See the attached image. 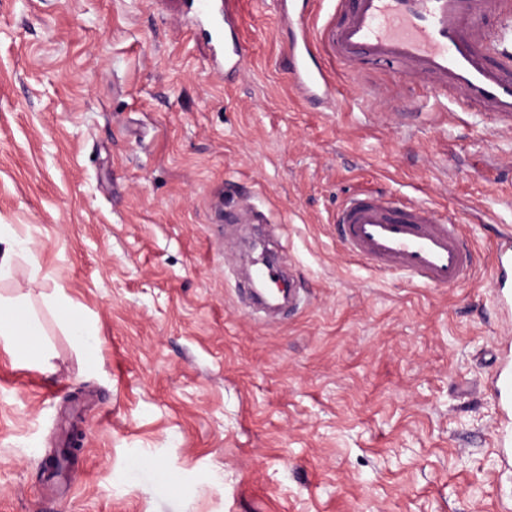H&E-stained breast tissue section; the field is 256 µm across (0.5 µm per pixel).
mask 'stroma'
I'll list each match as a JSON object with an SVG mask.
<instances>
[{"label":"stroma","instance_id":"obj_1","mask_svg":"<svg viewBox=\"0 0 512 512\" xmlns=\"http://www.w3.org/2000/svg\"><path fill=\"white\" fill-rule=\"evenodd\" d=\"M234 82L197 0H0V224L51 369L0 348V512H512V129L381 67L326 60L335 109L303 104L276 0H235ZM361 191L454 215L479 273L422 288L347 255ZM255 204L301 290L251 316L226 246ZM60 274L95 363L42 307ZM15 283L0 285L11 292ZM77 452L60 476L49 455ZM30 253L29 241L21 237L13 225L0 224V283L15 281V260ZM512 274V234H502L496 244L495 259L492 272L494 288H497L496 296L503 309L509 310L507 296L503 293L509 280V272Z\"/></svg>","mask_w":512,"mask_h":512}]
</instances>
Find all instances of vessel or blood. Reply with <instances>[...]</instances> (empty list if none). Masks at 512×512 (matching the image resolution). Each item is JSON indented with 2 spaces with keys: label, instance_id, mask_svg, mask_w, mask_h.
<instances>
[{
  "label": "vessel or blood",
  "instance_id": "1",
  "mask_svg": "<svg viewBox=\"0 0 512 512\" xmlns=\"http://www.w3.org/2000/svg\"><path fill=\"white\" fill-rule=\"evenodd\" d=\"M316 0H278L290 27L288 74L304 102L333 103L336 86L323 63L332 52L347 65L385 63L396 75L452 89L459 105L512 122L511 52L491 36L487 21L512 23V0H336L323 30L313 25ZM246 64L239 34L224 29V75ZM343 248L381 272L398 271L424 288H454L475 272L455 219L423 202L361 192L337 209ZM492 280L501 307L512 280V234L500 235Z\"/></svg>",
  "mask_w": 512,
  "mask_h": 512
}]
</instances>
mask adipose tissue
<instances>
[{"label":"adipose tissue","instance_id":"1","mask_svg":"<svg viewBox=\"0 0 512 512\" xmlns=\"http://www.w3.org/2000/svg\"><path fill=\"white\" fill-rule=\"evenodd\" d=\"M44 304L51 309L61 327L77 342L83 344L88 357H95L91 343L92 331L84 322L80 311L68 305L59 292L44 295ZM44 328L38 315L25 295H0V347L17 357L43 361L47 358L45 347L33 348L29 342L43 335Z\"/></svg>","mask_w":512,"mask_h":512}]
</instances>
